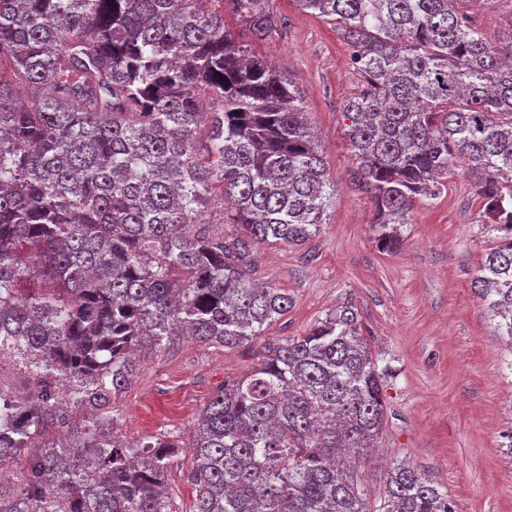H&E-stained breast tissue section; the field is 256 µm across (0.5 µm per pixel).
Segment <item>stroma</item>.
I'll use <instances>...</instances> for the list:
<instances>
[{
  "instance_id": "35a3bbf8",
  "label": "stroma",
  "mask_w": 512,
  "mask_h": 512,
  "mask_svg": "<svg viewBox=\"0 0 512 512\" xmlns=\"http://www.w3.org/2000/svg\"><path fill=\"white\" fill-rule=\"evenodd\" d=\"M265 7L279 23L266 40L251 42L237 17L225 15V23L296 82L333 187L316 237L257 248L260 279L292 298L265 337L301 335L354 297L364 335L393 369L381 456L357 466L372 495L402 461L447 489L458 512H512V344L497 336L476 288L494 235L474 183L457 170L439 197L416 202L401 227V247L380 251L373 205L353 184L345 139L343 106L360 82L349 48L296 0H266ZM460 8L491 45L512 42V0H462ZM135 362L115 402L114 433L130 443L159 433L188 437L216 388L249 372L255 356L248 346L228 350L181 338L140 347Z\"/></svg>"
}]
</instances>
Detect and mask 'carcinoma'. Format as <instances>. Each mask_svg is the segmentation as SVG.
Listing matches in <instances>:
<instances>
[{
  "label": "carcinoma",
  "mask_w": 512,
  "mask_h": 512,
  "mask_svg": "<svg viewBox=\"0 0 512 512\" xmlns=\"http://www.w3.org/2000/svg\"><path fill=\"white\" fill-rule=\"evenodd\" d=\"M223 1L253 40L277 30L263 0H0V358L35 367L27 393L0 387V512H176L179 441L107 433L132 351L181 335L236 349L291 306L256 277V247L320 232L327 167L295 83L236 41ZM296 2L336 25L363 77L345 139L377 245L395 249L416 200L467 169L499 232L478 295L512 340V49L504 62L460 0ZM217 189L230 235L206 217ZM391 372L353 299L263 344L192 427L193 512H456L404 463L372 507L341 456L376 448ZM66 385L97 417L53 444Z\"/></svg>",
  "instance_id": "obj_1"
}]
</instances>
